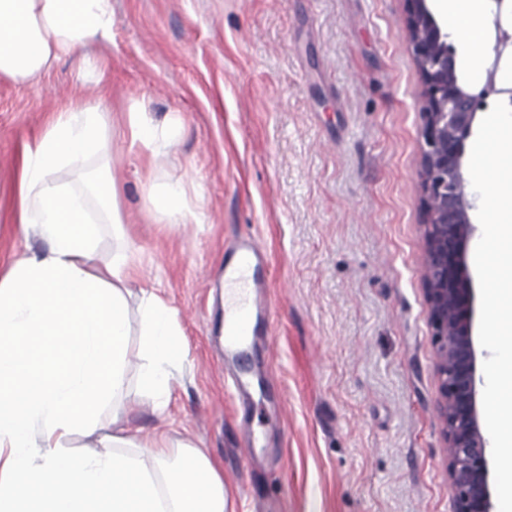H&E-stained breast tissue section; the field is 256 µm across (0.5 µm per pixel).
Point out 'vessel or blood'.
Segmentation results:
<instances>
[{"label":"vessel or blood","mask_w":512,"mask_h":512,"mask_svg":"<svg viewBox=\"0 0 512 512\" xmlns=\"http://www.w3.org/2000/svg\"><path fill=\"white\" fill-rule=\"evenodd\" d=\"M263 247L246 236L224 251V357L235 360L255 336L267 333L273 305L257 290V269L265 266Z\"/></svg>","instance_id":"1"}]
</instances>
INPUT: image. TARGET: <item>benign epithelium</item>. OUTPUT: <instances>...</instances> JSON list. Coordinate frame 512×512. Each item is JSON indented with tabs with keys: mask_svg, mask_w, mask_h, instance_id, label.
I'll use <instances>...</instances> for the list:
<instances>
[{
	"mask_svg": "<svg viewBox=\"0 0 512 512\" xmlns=\"http://www.w3.org/2000/svg\"><path fill=\"white\" fill-rule=\"evenodd\" d=\"M429 2L404 0L407 37L423 85L421 279L434 349V411L453 512H493L489 446L477 398L474 291L467 265L475 224L463 158L484 100L506 96L512 101V89L496 84L500 59L512 52V33L501 25L512 0H495L494 58L477 94L460 81L447 25L434 15Z\"/></svg>",
	"mask_w": 512,
	"mask_h": 512,
	"instance_id": "7a95c632",
	"label": "benign epithelium"
}]
</instances>
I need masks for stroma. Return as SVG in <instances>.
Returning <instances> with one entry per match:
<instances>
[{
    "label": "stroma",
    "mask_w": 512,
    "mask_h": 512,
    "mask_svg": "<svg viewBox=\"0 0 512 512\" xmlns=\"http://www.w3.org/2000/svg\"><path fill=\"white\" fill-rule=\"evenodd\" d=\"M95 69L59 61L0 79V274L43 249L14 220L18 172L48 112L72 98L107 118L145 105L167 153L112 141L121 211L190 347L173 437L218 464L234 512H452L421 280L420 73L404 0H112ZM181 182L160 222L147 180ZM250 234L275 306L243 354L261 378L250 414L224 385V249ZM259 434L256 465L239 454Z\"/></svg>",
    "instance_id": "stroma-1"
}]
</instances>
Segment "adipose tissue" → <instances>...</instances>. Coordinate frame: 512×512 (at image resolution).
<instances>
[{"label":"adipose tissue","mask_w":512,"mask_h":512,"mask_svg":"<svg viewBox=\"0 0 512 512\" xmlns=\"http://www.w3.org/2000/svg\"><path fill=\"white\" fill-rule=\"evenodd\" d=\"M438 8L477 77L490 0ZM111 38L112 0H0V79L33 81ZM181 128L180 117L158 126L141 108L124 123L130 144L153 156ZM110 160L106 117L80 100L49 112L26 148L16 222L45 247L0 278V512H229L222 472L202 448L165 432L144 439L129 418L134 386L167 420L189 350L174 309L135 285ZM63 170L81 187L61 184ZM107 224L116 248L100 264Z\"/></svg>","instance_id":"ef3b65f1"}]
</instances>
